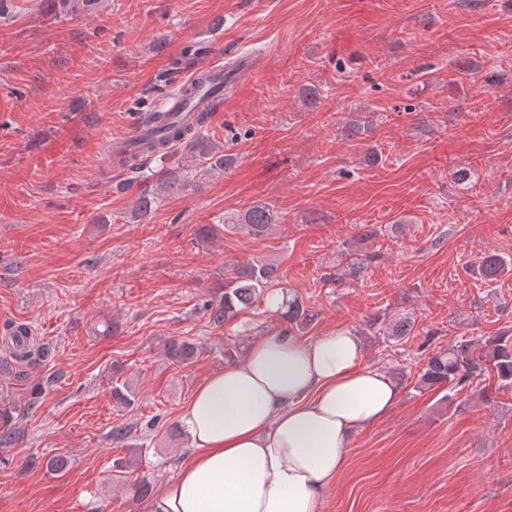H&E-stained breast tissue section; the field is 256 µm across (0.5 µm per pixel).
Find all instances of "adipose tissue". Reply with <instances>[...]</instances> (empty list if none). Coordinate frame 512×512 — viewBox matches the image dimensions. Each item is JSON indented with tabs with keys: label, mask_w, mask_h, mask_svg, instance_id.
Returning a JSON list of instances; mask_svg holds the SVG:
<instances>
[{
	"label": "adipose tissue",
	"mask_w": 512,
	"mask_h": 512,
	"mask_svg": "<svg viewBox=\"0 0 512 512\" xmlns=\"http://www.w3.org/2000/svg\"><path fill=\"white\" fill-rule=\"evenodd\" d=\"M364 359L351 329L253 337L189 401L180 420L190 451L148 512H320L354 435L399 399Z\"/></svg>",
	"instance_id": "obj_1"
}]
</instances>
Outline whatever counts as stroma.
<instances>
[{
  "label": "stroma",
  "mask_w": 512,
  "mask_h": 512,
  "mask_svg": "<svg viewBox=\"0 0 512 512\" xmlns=\"http://www.w3.org/2000/svg\"><path fill=\"white\" fill-rule=\"evenodd\" d=\"M15 3L0 17V328L28 324L55 349L14 395L63 378L0 448V512H146L132 486L175 476L180 415L224 349L285 324L261 304L244 325L209 326L201 301L249 259L274 262L314 311L301 338L356 330L366 365L401 375L320 512H512V389L490 376L447 402L415 387L430 351L512 329V269L491 285L465 269L512 259V0H102L90 15ZM201 40L244 64L204 129L235 161L133 222L139 187L112 166V138L164 106L172 61ZM258 203L280 216L266 236L225 231ZM361 224L377 236L359 240ZM352 253L369 257L360 279L328 285ZM405 313L407 340L367 326ZM106 319L117 333L94 337ZM172 339L206 351L172 364ZM116 376L136 386L133 407L113 400ZM118 423L131 435L116 444ZM54 455L65 472L47 470Z\"/></svg>",
  "instance_id": "obj_1"
}]
</instances>
